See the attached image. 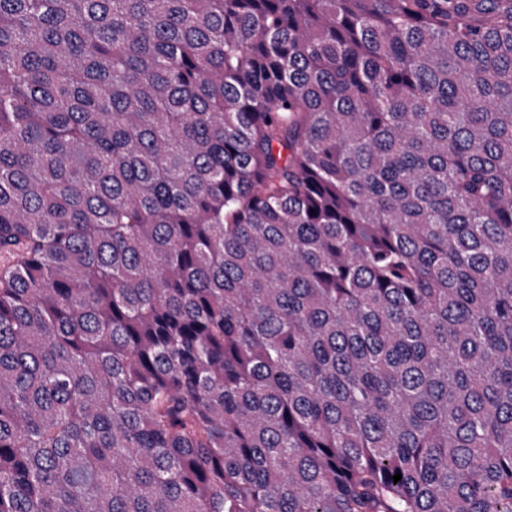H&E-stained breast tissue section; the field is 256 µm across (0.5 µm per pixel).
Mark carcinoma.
<instances>
[{"label": "carcinoma", "mask_w": 512, "mask_h": 512, "mask_svg": "<svg viewBox=\"0 0 512 512\" xmlns=\"http://www.w3.org/2000/svg\"><path fill=\"white\" fill-rule=\"evenodd\" d=\"M0 512H512V0H0Z\"/></svg>", "instance_id": "1"}]
</instances>
